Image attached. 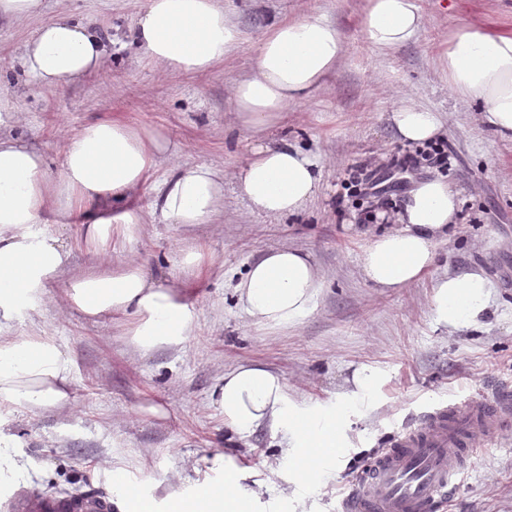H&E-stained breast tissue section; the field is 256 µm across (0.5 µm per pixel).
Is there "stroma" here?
<instances>
[{
  "mask_svg": "<svg viewBox=\"0 0 512 512\" xmlns=\"http://www.w3.org/2000/svg\"><path fill=\"white\" fill-rule=\"evenodd\" d=\"M244 33L242 48L206 74H171L148 64L130 37L144 0H43L40 16L0 20V132L25 137L57 171L65 137L86 123L113 117L159 132L161 154L136 203L149 208L162 181L187 160L224 173V210L212 224H166L147 217L132 234L114 230L95 244L73 223L66 200L37 230L70 252L68 275L134 260L158 281L178 278L196 321L182 346L143 350L130 335L131 319H92L71 310L61 284L45 288L13 332L51 336L70 358V401L60 409L0 404V432L24 468L1 485L29 495H113L112 472L144 482L150 499L169 497L196 482L218 479L214 455L229 456L249 481L262 482L257 512H294L292 469L279 442L259 431L241 440L227 434L213 392L225 372L254 361L280 373L292 407L333 412L344 445L305 491L306 512H338L344 492L365 463L398 429L427 407L456 396L512 385V140L495 136L475 107L448 87L444 52L457 26L476 22L512 33V0H418L424 26L416 43L375 51L362 32L365 0H221ZM61 15L92 23L108 36L104 70L76 83L40 88L24 65V44L42 20ZM316 15L344 34L338 69L305 101L289 106L280 123L303 151L321 161L315 197L299 214L280 219L251 212L236 173L253 140L230 108L229 81L249 75L254 45L283 18ZM437 112L452 154L448 168L412 170L411 180L442 173L462 193L460 218L437 259L417 282L399 290L374 287L360 257L383 224L359 217L370 197H348L350 168L408 150L391 119L403 98ZM288 247L312 257L324 286L315 309L296 325L252 326L238 309L234 286L264 251ZM199 249V265L179 264ZM478 272L494 286L481 325L448 330L433 315L435 282ZM371 367L375 382L349 396L352 374ZM444 512H512V428L493 436Z\"/></svg>",
  "mask_w": 512,
  "mask_h": 512,
  "instance_id": "stroma-1",
  "label": "stroma"
}]
</instances>
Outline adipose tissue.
Returning a JSON list of instances; mask_svg holds the SVG:
<instances>
[{"label":"adipose tissue","instance_id":"adipose-tissue-1","mask_svg":"<svg viewBox=\"0 0 512 512\" xmlns=\"http://www.w3.org/2000/svg\"><path fill=\"white\" fill-rule=\"evenodd\" d=\"M423 15L417 0H367L362 30L375 50L415 42ZM145 60L172 71L206 73L240 47V34L217 0H146L132 26ZM346 50L342 32L318 16L272 25L255 47L252 74L230 81L231 103L242 129L260 135L274 129L289 105L307 99L338 66ZM108 47L92 24L59 17L42 23L25 45L24 60L36 86L58 87L100 71ZM448 84L461 101L477 105L500 138L512 140V34L460 25L448 38ZM399 136L422 145L442 129L435 112L406 101L395 108ZM166 145L148 129L115 118L91 122L66 138L60 169L49 176L42 152L0 134V402L62 407L69 361L52 338L15 336L21 312L33 309L47 286L62 274L68 250L33 232L51 213L58 195L81 217L84 235L107 242L113 228L139 224L131 200ZM321 177L317 156L290 144L257 142L244 159L237 182L248 208L282 218L301 211ZM224 204V178L205 163L185 164L162 183L151 207L167 224H210ZM458 192L443 177L417 182L394 214L396 229L373 236L362 257L367 280L378 288H404L434 264L436 245L448 237L459 211ZM322 286L309 255L280 248L249 265L235 286L241 312L252 324L279 328L310 314ZM66 301L90 317L133 314L131 334L145 349L181 346L195 321L178 281L160 283L142 264L111 274L70 279ZM493 302V286L477 273L450 275L435 284L432 308L438 323L469 328ZM215 403L224 427L240 438L259 429L281 436L284 458L308 449L336 446L335 415H325L319 435L305 433L290 416L287 384L260 364H241L224 375Z\"/></svg>","mask_w":512,"mask_h":512}]
</instances>
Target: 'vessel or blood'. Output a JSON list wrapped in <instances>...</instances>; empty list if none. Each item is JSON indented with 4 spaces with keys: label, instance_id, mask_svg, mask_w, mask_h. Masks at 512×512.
Here are the masks:
<instances>
[{
    "label": "vessel or blood",
    "instance_id": "obj_1",
    "mask_svg": "<svg viewBox=\"0 0 512 512\" xmlns=\"http://www.w3.org/2000/svg\"><path fill=\"white\" fill-rule=\"evenodd\" d=\"M512 425V390L479 392L431 407L417 425L395 433L368 464L340 504L341 512H439L471 462L497 431ZM326 457L311 449L295 462L301 479L313 478ZM0 512H112L104 497L34 501L5 494Z\"/></svg>",
    "mask_w": 512,
    "mask_h": 512
}]
</instances>
